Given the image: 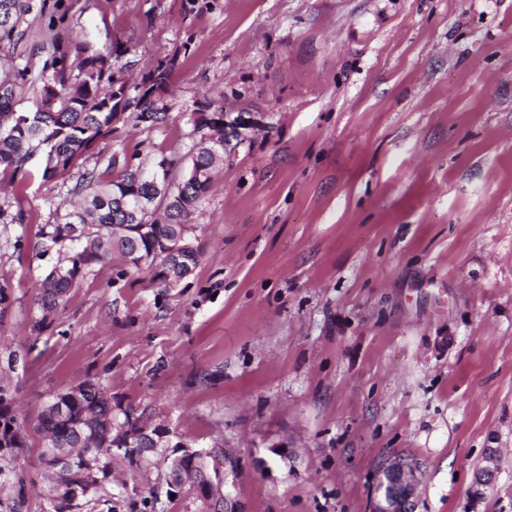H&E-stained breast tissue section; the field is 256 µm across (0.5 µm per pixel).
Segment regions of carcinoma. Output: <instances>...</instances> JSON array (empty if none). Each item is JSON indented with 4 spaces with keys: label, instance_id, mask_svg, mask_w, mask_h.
Returning a JSON list of instances; mask_svg holds the SVG:
<instances>
[{
    "label": "carcinoma",
    "instance_id": "carcinoma-1",
    "mask_svg": "<svg viewBox=\"0 0 512 512\" xmlns=\"http://www.w3.org/2000/svg\"><path fill=\"white\" fill-rule=\"evenodd\" d=\"M34 0H0V52L16 48L23 40L22 24L33 10ZM82 57L78 73H73L71 54ZM174 63L160 62L144 82L149 89L134 95L123 110H134V120L151 115L150 124L167 118L164 94ZM28 70L16 64L0 71V168L10 180L21 183L28 176L26 165L37 152L44 160L42 178L75 182L67 193L78 198L77 206L58 209L54 223L41 229L42 237L58 247L60 263L45 274L38 304L42 315L32 320V328L49 327L47 313L79 286L93 268L112 261L119 253L126 266L137 272L155 270V278L177 282L189 276L201 260L195 247L182 255L180 266L166 264L162 242L176 236L189 237L191 220L202 198L211 188L213 170L224 160V114L194 113L196 128H207V146L180 166L161 154L147 164L136 156L124 158L117 177L105 181L97 167L87 166L100 141L112 136L119 113L108 107L112 82L125 79L122 69L95 54L86 37L58 42L46 60L42 93L26 112L15 109L17 89L25 85ZM52 396L53 408L44 411L37 425L43 450L39 459L52 468L51 454L57 448L74 453L70 486L83 488L84 467L90 462L102 467L107 478L112 460L121 458L136 472L145 468L146 456L120 451L122 443L116 426L142 418L145 412L112 393L99 379L87 377ZM27 447L26 435L17 422L9 395L0 389V452L13 453Z\"/></svg>",
    "mask_w": 512,
    "mask_h": 512
}]
</instances>
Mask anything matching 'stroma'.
Instances as JSON below:
<instances>
[{"instance_id": "1", "label": "stroma", "mask_w": 512, "mask_h": 512, "mask_svg": "<svg viewBox=\"0 0 512 512\" xmlns=\"http://www.w3.org/2000/svg\"><path fill=\"white\" fill-rule=\"evenodd\" d=\"M46 4L67 19L29 15L19 109L78 31L134 80L176 62L166 122L125 114L90 158L105 178L115 154L188 159L206 136L192 112L219 98L225 142L192 274L96 268L40 333L59 260L40 229L66 190L38 155L0 187V388L28 442L0 468L31 483L21 512L51 499L37 418L89 375L192 447L235 449L244 512H369L394 454L422 465L416 512H512V0ZM168 472L156 460L81 512H198Z\"/></svg>"}]
</instances>
